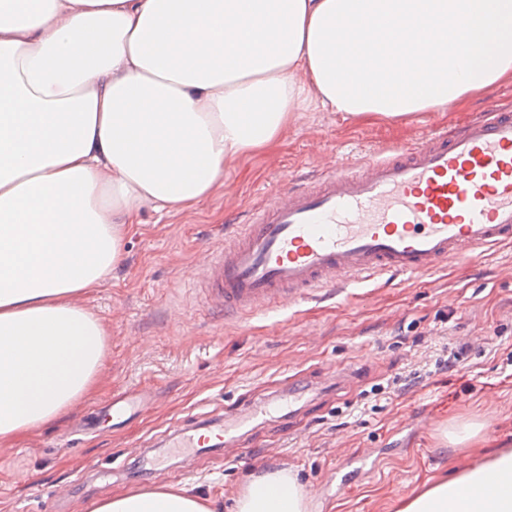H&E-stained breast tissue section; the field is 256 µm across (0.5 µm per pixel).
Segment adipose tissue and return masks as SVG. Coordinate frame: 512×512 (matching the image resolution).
I'll return each instance as SVG.
<instances>
[{
	"label": "adipose tissue",
	"mask_w": 512,
	"mask_h": 512,
	"mask_svg": "<svg viewBox=\"0 0 512 512\" xmlns=\"http://www.w3.org/2000/svg\"><path fill=\"white\" fill-rule=\"evenodd\" d=\"M510 82L512 0H0V444L92 391L109 332L79 299L120 265L142 207L201 204L225 167L281 141L307 89L371 122ZM311 507L293 475L270 470L233 512ZM88 512L216 502L151 488ZM396 512H512V449L425 483Z\"/></svg>",
	"instance_id": "adipose-tissue-1"
}]
</instances>
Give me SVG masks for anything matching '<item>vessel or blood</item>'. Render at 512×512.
Returning a JSON list of instances; mask_svg holds the SVG:
<instances>
[{"instance_id": "obj_1", "label": "vessel or blood", "mask_w": 512, "mask_h": 512, "mask_svg": "<svg viewBox=\"0 0 512 512\" xmlns=\"http://www.w3.org/2000/svg\"><path fill=\"white\" fill-rule=\"evenodd\" d=\"M512 244V110L490 101L453 136L433 134L335 166L266 197L195 286L238 317L414 276Z\"/></svg>"}]
</instances>
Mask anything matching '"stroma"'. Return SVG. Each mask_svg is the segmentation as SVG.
<instances>
[{
    "label": "stroma",
    "instance_id": "obj_1",
    "mask_svg": "<svg viewBox=\"0 0 512 512\" xmlns=\"http://www.w3.org/2000/svg\"><path fill=\"white\" fill-rule=\"evenodd\" d=\"M487 98L382 123L311 99L274 149L226 168L195 209L144 210L119 268L81 297L110 332L96 389L60 421L0 445V512H86L93 499L162 484L227 502L273 469L299 476L312 512H394L400 496L476 459L442 445L447 423L482 422L486 449L512 448V245L244 320L190 286L209 246L283 178L455 130ZM463 343L458 366L435 368ZM125 392L133 406L112 420ZM198 421L238 424V439L169 447L170 431Z\"/></svg>",
    "mask_w": 512,
    "mask_h": 512
}]
</instances>
